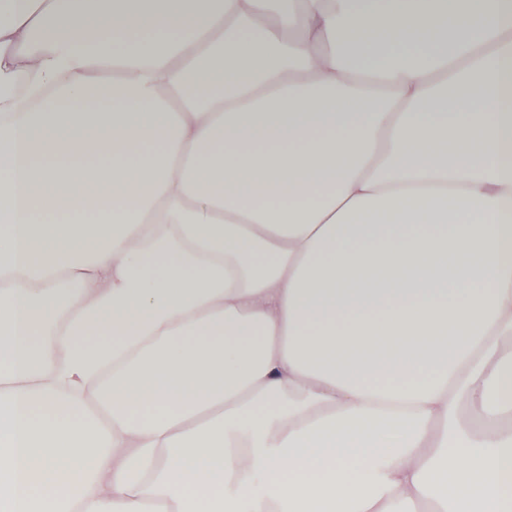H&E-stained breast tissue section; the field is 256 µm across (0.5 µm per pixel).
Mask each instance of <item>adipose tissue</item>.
Here are the masks:
<instances>
[{"label": "adipose tissue", "mask_w": 512, "mask_h": 512, "mask_svg": "<svg viewBox=\"0 0 512 512\" xmlns=\"http://www.w3.org/2000/svg\"><path fill=\"white\" fill-rule=\"evenodd\" d=\"M0 512H512V0H0Z\"/></svg>", "instance_id": "adipose-tissue-1"}]
</instances>
